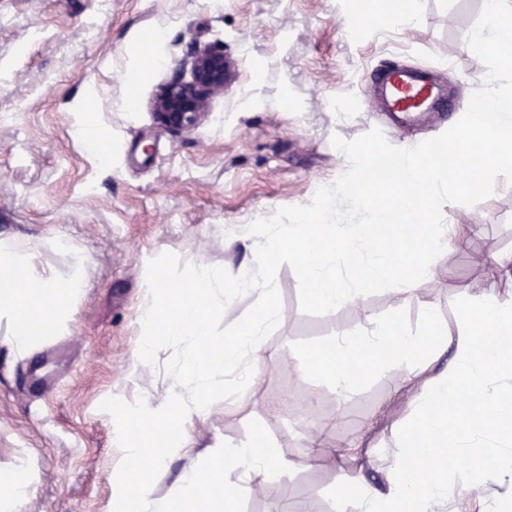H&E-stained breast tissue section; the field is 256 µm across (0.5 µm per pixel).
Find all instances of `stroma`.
<instances>
[{
    "label": "stroma",
    "instance_id": "stroma-1",
    "mask_svg": "<svg viewBox=\"0 0 512 512\" xmlns=\"http://www.w3.org/2000/svg\"><path fill=\"white\" fill-rule=\"evenodd\" d=\"M406 2L417 14L409 28L380 6L359 26L353 0H0V240L29 250L36 277L62 287L78 267L83 279L66 329L29 352L6 346L10 323L0 318V475L28 467L25 512H106L120 453L114 401L148 411L171 397L182 351L161 341L147 361L135 360L156 269L175 290L202 263L232 285L252 269L261 225L305 222L307 211L322 210L321 187L332 198L327 223L370 222L371 205L356 195L365 154L448 138L487 95L481 77L503 62L467 46L484 21L483 0ZM158 30L154 48L148 37ZM193 42L223 46L236 78L197 128L176 135L157 124L154 100ZM154 50L161 63L145 67ZM404 63L450 64L454 111L392 124L369 81ZM137 70L143 76L131 82ZM85 124L103 133L99 148L80 136ZM458 218L474 227L469 248L438 257L447 279L420 284L406 303L382 284L361 305L323 309L288 259L267 269L278 317L248 407L225 412L238 385L215 374L222 389L188 428V455L153 478L155 496L203 464L215 439L244 443L260 430L294 465L243 484L239 512H276L302 498L311 512H335L350 472L333 446L377 422L383 466L409 395L398 377L367 378L339 402L322 374L301 372L302 356L376 323L420 334L425 300L452 334L462 291L492 288L512 301V280L493 278L487 265L512 249V167L497 173L495 191L469 193L456 208L440 202L432 221ZM257 303L242 294L215 306L213 341L234 335ZM313 412L327 446L309 468L295 459Z\"/></svg>",
    "mask_w": 512,
    "mask_h": 512
}]
</instances>
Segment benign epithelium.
<instances>
[{
    "label": "benign epithelium",
    "instance_id": "1",
    "mask_svg": "<svg viewBox=\"0 0 512 512\" xmlns=\"http://www.w3.org/2000/svg\"><path fill=\"white\" fill-rule=\"evenodd\" d=\"M233 79L220 45L190 44L154 102L156 121L174 134L194 130L209 100L223 93Z\"/></svg>",
    "mask_w": 512,
    "mask_h": 512
}]
</instances>
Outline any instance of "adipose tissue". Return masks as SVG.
<instances>
[{
  "label": "adipose tissue",
  "instance_id": "1",
  "mask_svg": "<svg viewBox=\"0 0 512 512\" xmlns=\"http://www.w3.org/2000/svg\"><path fill=\"white\" fill-rule=\"evenodd\" d=\"M484 14L470 46L511 64L512 0H484ZM502 79L496 72L484 76L490 92L477 108L479 116L450 139L445 155L401 168L393 198L376 209V222L265 225L254 257L257 270L288 256L308 285L311 300L324 309L358 304L385 281L395 283V296L405 303L413 299L420 281L444 279L446 272L437 267L436 257L465 249L473 227L432 223V210L443 195L440 187H447L444 195L457 202L470 191H491L490 172L501 163L512 164V88H502ZM30 259L21 247L0 241V315L13 323L9 343L19 349L62 328L81 286L77 276L63 288L31 277L15 280L14 270L29 267ZM149 288L151 301L142 314L149 334L137 356L144 360L152 354L153 332L157 325H166V341L186 351L178 382L192 385L197 398L189 405L176 395L156 407L153 421L141 422L133 442L125 429L133 413L123 403L114 404L117 439L125 454L114 470L112 512H171L174 503L205 497L199 468H188L162 497L154 495L150 477L167 458L186 453L185 427L205 413L214 370L243 386L227 398V407H246L244 388L259 377L263 336L277 319L273 289L258 274L228 289L223 271L204 266L181 293H171L164 280ZM244 293L259 296L257 312L225 343L211 341L213 306ZM422 309L427 335L413 336L381 323L366 334H341L328 354L308 356L340 399H348L359 385L347 368L352 358L366 377L398 373L401 388L411 394L409 411L393 438V459L380 479L368 476L374 460L367 435L342 445V458L355 462L358 470L341 491L337 512H512L500 497L478 493L490 482L512 484V455L496 445L512 434V404L506 401L512 395V352L483 337L485 323L512 327V302L490 291L464 294L460 328L453 335L438 328L431 302H423ZM489 459L495 461L494 469L485 468ZM292 463L260 433L242 444L216 441L209 449L208 468L225 482L223 512H235L241 482ZM230 474L235 482H227Z\"/></svg>",
  "mask_w": 512,
  "mask_h": 512
}]
</instances>
